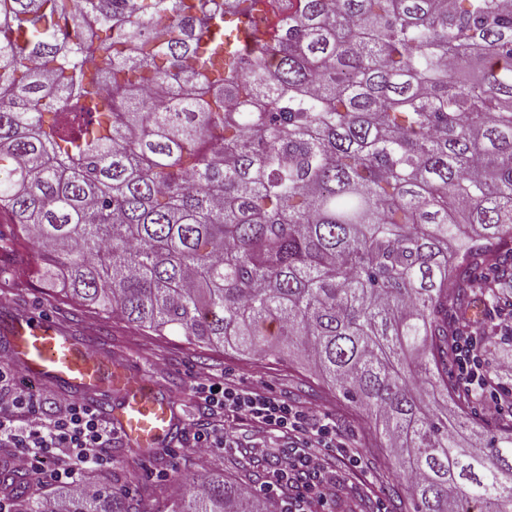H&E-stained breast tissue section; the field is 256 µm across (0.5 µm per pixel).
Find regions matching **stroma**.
<instances>
[{"mask_svg":"<svg viewBox=\"0 0 512 512\" xmlns=\"http://www.w3.org/2000/svg\"><path fill=\"white\" fill-rule=\"evenodd\" d=\"M33 243L20 236L8 212L0 213V315L39 313L66 327L95 355L112 358L144 378L168 397L180 424L204 418L205 409L189 390L192 376L223 373L241 385H264L317 413L335 416L339 434L357 447L364 466L351 468L344 458L336 460V477L341 493L335 512L355 503L356 512H407L405 487L395 478L386 449L372 431V418L337 400L335 393L309 367L305 357L292 353L276 359L255 355L239 356L220 349L189 344L181 336H157L126 322L104 316L93 307L61 297L44 285L35 273ZM181 434H174L167 450L143 456L129 448L122 437L112 441V465L85 473L88 492L99 481L128 494L138 512H160L173 498L174 483H188L202 473L221 474L253 488L263 487L272 470L270 457L258 452L257 465H238L229 454L216 452L199 458L181 446Z\"/></svg>","mask_w":512,"mask_h":512,"instance_id":"stroma-1","label":"stroma"}]
</instances>
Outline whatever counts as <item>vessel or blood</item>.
Here are the masks:
<instances>
[{
  "mask_svg": "<svg viewBox=\"0 0 512 512\" xmlns=\"http://www.w3.org/2000/svg\"><path fill=\"white\" fill-rule=\"evenodd\" d=\"M0 334L7 336L12 359L29 379L56 382L96 403L118 393L108 409L109 421L139 454L151 455L170 440L177 419L169 400L148 382L127 378L122 364L92 356L48 317L19 314L2 319Z\"/></svg>",
  "mask_w": 512,
  "mask_h": 512,
  "instance_id": "b4317fda",
  "label": "vessel or blood"
}]
</instances>
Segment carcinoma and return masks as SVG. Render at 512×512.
I'll return each mask as SVG.
<instances>
[{"label":"carcinoma","instance_id":"1","mask_svg":"<svg viewBox=\"0 0 512 512\" xmlns=\"http://www.w3.org/2000/svg\"><path fill=\"white\" fill-rule=\"evenodd\" d=\"M242 2L0 0V208L106 314L300 347L411 512H512V420L474 429L448 385L454 316L512 290L470 287L512 253V0H289L246 55ZM64 507L133 512L110 485ZM268 508L203 474L168 512Z\"/></svg>","mask_w":512,"mask_h":512}]
</instances>
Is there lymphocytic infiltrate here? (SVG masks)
I'll return each instance as SVG.
<instances>
[{
    "mask_svg": "<svg viewBox=\"0 0 512 512\" xmlns=\"http://www.w3.org/2000/svg\"><path fill=\"white\" fill-rule=\"evenodd\" d=\"M456 384L470 395L482 387L477 339L460 328L453 342ZM191 393L203 402L212 425L191 427L183 433V447L199 456L237 445V435L227 420L247 422L259 429L287 436L283 450L275 451L277 467L269 490L288 484L301 502L319 505L327 512L336 492L324 473L327 457L345 451L336 421L265 389L241 386L232 376H199L191 380ZM0 447L12 449L14 469L31 474L37 486L54 484L69 495L86 494L85 469L110 466L112 430L98 409L83 403L62 405L46 417L41 397L11 358L0 357Z\"/></svg>",
    "mask_w": 512,
    "mask_h": 512,
    "instance_id": "f902f5d3",
    "label": "lymphocytic infiltrate"
}]
</instances>
